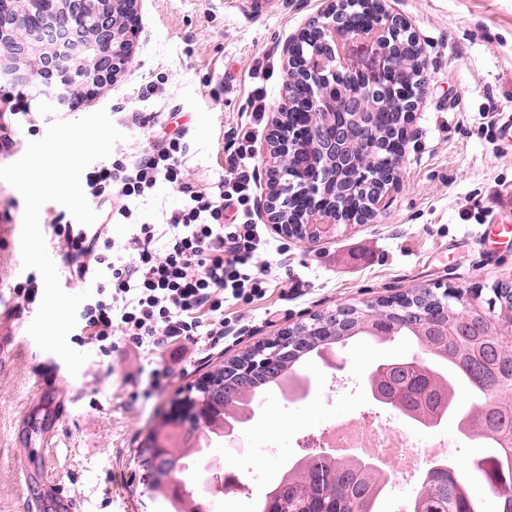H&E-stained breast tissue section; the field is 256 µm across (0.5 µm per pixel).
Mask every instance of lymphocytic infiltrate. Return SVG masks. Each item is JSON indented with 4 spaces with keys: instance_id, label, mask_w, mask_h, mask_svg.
Instances as JSON below:
<instances>
[{
    "instance_id": "f902f5d3",
    "label": "lymphocytic infiltrate",
    "mask_w": 512,
    "mask_h": 512,
    "mask_svg": "<svg viewBox=\"0 0 512 512\" xmlns=\"http://www.w3.org/2000/svg\"><path fill=\"white\" fill-rule=\"evenodd\" d=\"M185 137L179 130L93 166L85 196L99 212L98 223L47 217L50 242L66 249L67 278L96 290L80 313L77 342L100 356H111L123 340L151 354L180 342L218 345L225 309L260 302L269 290L270 269L257 262L271 241L254 211L255 127L237 130L224 152V173L211 182L190 179ZM163 183L180 194L181 204L145 220L140 206ZM230 206L235 214L228 222ZM114 224L128 227L124 242L109 237Z\"/></svg>"
}]
</instances>
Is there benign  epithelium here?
I'll return each mask as SVG.
<instances>
[{"label": "benign epithelium", "instance_id": "7a95c632", "mask_svg": "<svg viewBox=\"0 0 512 512\" xmlns=\"http://www.w3.org/2000/svg\"><path fill=\"white\" fill-rule=\"evenodd\" d=\"M368 4L372 19L362 24L351 20L346 0H329L282 46L286 95L271 120L269 192L257 210L287 238L314 244L342 226L366 224L390 208L398 190L403 146L415 136L409 124L417 100L406 88L418 67L400 61L394 46L413 32L386 0ZM138 6L139 0H0V83L33 86L36 97L64 111L74 94L111 83L132 64ZM353 41L374 46L378 70L350 62ZM282 167L295 174L285 198ZM239 360L207 372L194 388L207 397L260 367ZM201 408L202 400L183 396L164 422L178 431ZM197 482L224 492L220 468Z\"/></svg>", "mask_w": 512, "mask_h": 512}]
</instances>
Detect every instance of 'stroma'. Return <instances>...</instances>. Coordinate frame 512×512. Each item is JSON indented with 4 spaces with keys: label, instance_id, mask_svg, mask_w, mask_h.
<instances>
[{
    "label": "stroma",
    "instance_id": "stroma-1",
    "mask_svg": "<svg viewBox=\"0 0 512 512\" xmlns=\"http://www.w3.org/2000/svg\"><path fill=\"white\" fill-rule=\"evenodd\" d=\"M325 0H140L135 55L128 72L85 97L62 118L106 110L124 135L119 146L134 153L154 134L188 129L186 166L191 179H216L235 130L253 121L256 197L267 191V137L271 111L281 103L287 79L281 47L306 27ZM408 20L421 52L417 132L405 147L400 184L386 215L341 228L309 245L285 239L272 225L265 235L285 244L284 254L263 255L271 267L265 301L238 307L224 345L207 351L184 344L163 356L172 373L148 402L135 399L132 381L143 363L130 347L118 349L111 367L91 353L78 374L55 354L42 351L27 328L37 306L16 307L0 295V512H18L29 492L23 471L45 473L69 489L76 512H159L140 448L159 428L171 405L204 372L255 343L274 338L313 314L340 304L361 306L412 288H464L489 297L499 282L512 283V237L496 235L512 225V210L496 211L500 191L512 188V152L498 141L496 115L512 113V0H391ZM265 91L270 110L253 117L252 98ZM36 131L18 122L0 144V166L18 160L28 142L44 137L60 116L32 103ZM24 201L0 181V280L24 281L21 229ZM499 251L488 260L486 247ZM407 338H359L329 358L310 357L304 370L314 381L309 399L289 402L265 394L258 417L240 433L238 447L215 441L213 452L241 471L266 478L225 491L210 512H233L238 496L262 499L279 480V466L252 447L265 437L282 443L285 458L305 456L298 437L338 419H356L373 408L363 383L375 364L417 353ZM58 374L65 405L50 447L27 434L26 414L36 398L42 367ZM349 383L337 392L339 383Z\"/></svg>",
    "mask_w": 512,
    "mask_h": 512
}]
</instances>
